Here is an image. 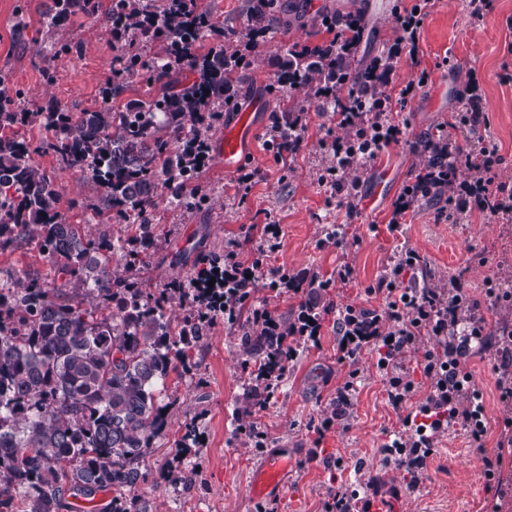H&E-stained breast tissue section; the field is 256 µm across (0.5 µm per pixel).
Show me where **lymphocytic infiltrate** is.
Returning a JSON list of instances; mask_svg holds the SVG:
<instances>
[{"instance_id":"lymphocytic-infiltrate-1","label":"lymphocytic infiltrate","mask_w":512,"mask_h":512,"mask_svg":"<svg viewBox=\"0 0 512 512\" xmlns=\"http://www.w3.org/2000/svg\"><path fill=\"white\" fill-rule=\"evenodd\" d=\"M432 0H414L412 7L395 11L396 36L381 56L375 57L353 85L348 99H340L333 85L322 86L317 97L322 107L330 108L338 133L326 142L328 165L319 175L321 185L328 187L340 205L356 212L362 198V182L348 178L347 173L376 159L386 148L404 142L406 121L395 118V107H406L420 86L427 83L428 72L405 84L397 96L386 89L391 82L393 65L407 58L412 65L421 63L420 34ZM430 156L412 182L405 186L393 203L391 229H398L408 211L422 199H446L450 206L467 216L478 209L486 215L512 221V187L499 181L501 157L495 145L485 140L474 141L470 148L452 143L446 136L430 134L419 142ZM469 167L471 174L459 180V165ZM415 251L408 250L384 269L380 282L385 287L386 301L382 310L353 306L342 307L334 330L340 344L339 358L357 361L364 351L378 355V367L386 374V392L395 408H405L414 384L389 374L406 347L417 336H428L438 349L424 356L423 372L430 381L424 400L402 419L401 430L394 433L388 446L397 465L408 472L421 473L434 447L449 425L466 431L471 447L483 455L487 480H496L503 460V449L512 447V352L496 350L493 368L503 405L504 429L497 442L498 450L487 453V427L484 422L482 395L471 384L465 360L474 348L487 346L486 319L479 301L472 299L461 281H451L445 288H417L406 279ZM225 282L245 279L268 281L272 291H306L299 304L295 334L303 344L318 345L323 332L316 292L321 286H342L354 277V269L344 263L333 278L319 280L306 273L281 275L278 269L255 261L244 265L235 249L224 251Z\"/></svg>"}]
</instances>
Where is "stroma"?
<instances>
[{"instance_id":"1","label":"stroma","mask_w":512,"mask_h":512,"mask_svg":"<svg viewBox=\"0 0 512 512\" xmlns=\"http://www.w3.org/2000/svg\"><path fill=\"white\" fill-rule=\"evenodd\" d=\"M282 3L289 25L257 48L265 63L247 67L238 110L267 98L276 71L274 58L282 47L327 41L320 25L323 14L359 17L363 34L351 59L355 74L395 37L396 21L385 0ZM51 4L52 0H0V74L8 75L22 91L16 101L18 111L51 104L70 112L98 108L99 91L111 74L116 54L108 21L111 0H101L95 17L75 13L50 34L43 21ZM61 42L71 43V53H58ZM421 46L420 67L398 60L387 88L394 95L416 79L420 69L430 74L427 85L403 113L408 141L380 153L361 172L367 196L379 170L389 168L394 175L393 190L376 198L370 214L349 216L318 184V173L327 163L321 142L333 124L319 109L311 87L298 91L305 101L307 128L288 171H281L266 147L270 113L264 110L255 117L256 134L243 161L259 171L248 192L238 191L233 175L225 173L221 161L213 157L199 174L211 199L208 208L184 210L171 205L168 197L158 199L154 239L140 268L149 298L160 296L173 281L195 276L204 260L223 252L228 243H239L243 258H251L261 244V228L269 222L280 224L284 232L280 249L268 259L271 266L326 278L346 261L354 267L355 277L347 285L323 292L320 346L301 348L274 386L266 408L250 416L254 432L264 441L262 448H252L232 434L235 415L247 406L253 386L239 347L241 329L221 321L211 326L205 343L191 351L185 373L169 376L164 383L159 402L168 413L167 427L142 460L149 473L147 481L134 490L149 512H262L263 502L249 494V474L265 452L274 449L296 455L288 490L276 504L278 512H323L330 491L341 483L355 492L358 510L365 498L377 496L390 506L404 503L406 512H490L494 507L512 512V452L503 457L499 488H490L481 455L455 427L440 440L419 478H412L390 461L385 450L404 413L388 400L376 354L363 353L354 365L339 361L336 354V306L382 308L384 297L375 291L378 278L384 266L405 249L424 259L411 275L413 283L438 288L449 279L461 280L481 302L488 335L496 340L512 331V301L486 294L488 281L498 270L512 269V223L477 210L461 223L441 203L423 201L398 231L388 228L393 202L426 163L424 155L411 149V142L439 130L460 146L472 141L471 131L453 122L459 97L469 83H478L482 94L489 117L484 137L502 158L499 179L512 184V84L500 83L498 78L503 63L512 64V0H494L492 11L480 20L470 15L465 0H435L423 23ZM46 68L53 71V82H45L42 71ZM33 159L53 178L66 220L96 236L125 237V225L96 219L97 193L79 177L61 171L52 151L38 152ZM329 224L343 225L347 248L320 247ZM25 274L40 275L49 288L62 285L35 245L0 250V283ZM433 347L428 337H419L399 361L415 386L408 408H415L426 396L429 381L423 374V356ZM468 368L482 394L487 448L492 451L503 429V413L491 354L474 352ZM354 369L360 373V383L351 398L347 425L320 431L337 390ZM188 425L195 427L198 444L175 447ZM314 449L320 453L315 460L310 457ZM181 471L194 473L193 485L177 480Z\"/></svg>"}]
</instances>
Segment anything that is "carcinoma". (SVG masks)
Masks as SVG:
<instances>
[{"instance_id":"carcinoma-1","label":"carcinoma","mask_w":512,"mask_h":512,"mask_svg":"<svg viewBox=\"0 0 512 512\" xmlns=\"http://www.w3.org/2000/svg\"><path fill=\"white\" fill-rule=\"evenodd\" d=\"M254 26L267 35L282 22L281 0H250ZM143 0H112V33L122 38L142 13ZM94 16L99 0H53L48 24L74 10ZM155 27L137 34L157 47L156 57L122 47L101 98L118 96L125 81L153 73L161 91L148 100L88 112L58 109L28 113L20 120L21 91L0 79V130L44 122L39 145L14 134L0 135V249L27 241L39 245L47 262L82 293L48 288L36 274L0 286V512H59L67 494L93 501L114 491L108 512H145L130 496L147 479L143 450L166 427L155 392L188 351L204 339L200 317L172 328L166 306L184 297L148 301L146 289L112 269V238L92 237L68 223L58 210L54 181L34 161L53 151L62 170L82 177L99 193L107 219L131 226L120 250L125 271L141 260L152 237L156 199L167 194L194 208L209 205L198 182L196 158L210 138L218 113L198 129L194 114L205 106L235 101L244 69L236 46L199 52V38L218 19L199 0H168ZM192 58L197 78L179 91L165 79L177 60ZM336 81V62L319 45L280 59L270 84L280 92L279 111L298 108L288 96L296 81ZM112 314L98 317L101 307ZM244 353H270L276 343L249 328L240 336Z\"/></svg>"}]
</instances>
